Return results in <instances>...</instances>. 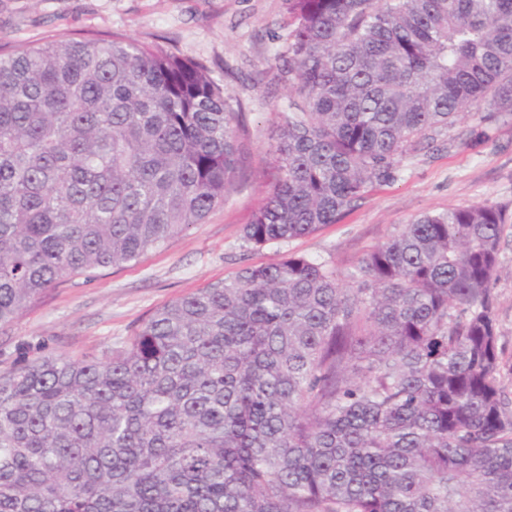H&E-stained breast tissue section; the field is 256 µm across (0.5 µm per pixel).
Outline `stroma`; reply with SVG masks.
<instances>
[{
	"label": "stroma",
	"instance_id": "35a3bbf8",
	"mask_svg": "<svg viewBox=\"0 0 512 512\" xmlns=\"http://www.w3.org/2000/svg\"><path fill=\"white\" fill-rule=\"evenodd\" d=\"M287 19L286 0H0V43L119 32L206 61L231 106L244 112L247 152L238 189L204 223L136 262L69 277L0 332V371L41 355L116 348L156 308L248 265L293 254L345 274L420 214L481 204L512 211V123L497 125L489 141L465 143L459 132L481 120L471 112L439 136V150L412 152L392 182L370 186L342 222L258 250L246 245L242 227L274 178L271 149L288 110ZM494 293L510 360L511 235L502 241Z\"/></svg>",
	"mask_w": 512,
	"mask_h": 512
}]
</instances>
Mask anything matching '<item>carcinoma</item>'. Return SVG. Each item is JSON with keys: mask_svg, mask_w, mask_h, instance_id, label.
<instances>
[{"mask_svg": "<svg viewBox=\"0 0 512 512\" xmlns=\"http://www.w3.org/2000/svg\"><path fill=\"white\" fill-rule=\"evenodd\" d=\"M297 99L243 228L309 236L464 112L512 120V0H288ZM201 61L0 46V328L201 224L244 166ZM512 216L427 212L353 271L250 265L97 356L0 372V512H512L494 288Z\"/></svg>", "mask_w": 512, "mask_h": 512, "instance_id": "obj_1", "label": "carcinoma"}]
</instances>
